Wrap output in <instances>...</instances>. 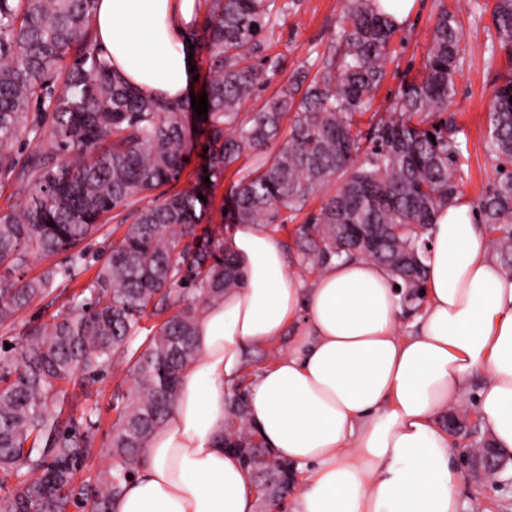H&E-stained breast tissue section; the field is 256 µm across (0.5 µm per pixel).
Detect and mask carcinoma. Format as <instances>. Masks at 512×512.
I'll list each match as a JSON object with an SVG mask.
<instances>
[{
  "instance_id": "obj_1",
  "label": "carcinoma",
  "mask_w": 512,
  "mask_h": 512,
  "mask_svg": "<svg viewBox=\"0 0 512 512\" xmlns=\"http://www.w3.org/2000/svg\"><path fill=\"white\" fill-rule=\"evenodd\" d=\"M94 2L0 0V184L17 197L0 213V512H109L178 403L198 353L200 305L243 283L220 230L201 226L197 191L130 210L179 180L191 133L183 105L144 97L112 71L91 27ZM287 10L276 0H209L192 37L209 60L213 176L268 149L289 118L277 152L237 180L228 216L280 232L320 194L319 210L296 229L303 267L369 258L390 271L401 301L420 302L432 216L464 180L458 130L446 115L466 53L456 15L437 16L422 78L401 87L391 111L374 113L364 136L356 117L371 108L395 33L372 0H343L338 40L321 67L294 74L259 111H242L264 83L265 33ZM492 24L511 64L512 0H495ZM510 98L512 73L489 108L487 149L499 171L478 214L512 273ZM126 212L132 223L67 310L23 321L30 305L85 269L83 244ZM63 252L64 263L20 275L31 256ZM148 314L158 322L138 352L131 338ZM112 363L129 366L134 380L116 397L109 444L127 467L80 480L96 409L62 416L60 384L78 374L94 380ZM228 407L223 448L239 456L259 499L286 497L295 465L266 448L243 385L231 389ZM446 426L476 444L485 438L457 414Z\"/></svg>"
}]
</instances>
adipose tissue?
Returning a JSON list of instances; mask_svg holds the SVG:
<instances>
[{"label":"adipose tissue","instance_id":"obj_1","mask_svg":"<svg viewBox=\"0 0 512 512\" xmlns=\"http://www.w3.org/2000/svg\"><path fill=\"white\" fill-rule=\"evenodd\" d=\"M201 11L200 0H95L97 44L141 95L177 104ZM224 247L244 284L200 314L180 402L110 512H254L249 476L220 443L227 394L246 348L293 324L292 349L248 385L267 448L308 469L293 512H458L455 450L439 418L465 405L475 373L486 379L478 411L497 447L512 450V275L473 207L457 199L436 210L424 308L408 332L375 261H332L306 285L267 227L233 225Z\"/></svg>","mask_w":512,"mask_h":512}]
</instances>
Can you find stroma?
<instances>
[{
	"instance_id": "35a3bbf8",
	"label": "stroma",
	"mask_w": 512,
	"mask_h": 512,
	"mask_svg": "<svg viewBox=\"0 0 512 512\" xmlns=\"http://www.w3.org/2000/svg\"><path fill=\"white\" fill-rule=\"evenodd\" d=\"M494 0H418L417 13L398 27L385 63L386 75L373 101L383 111L394 101L404 82L419 77L429 48L435 20L442 10L453 11L464 33L466 55L456 78V95L449 106L460 129L459 139L468 160L467 175L460 186L468 203L478 204L495 177V162L486 141L489 135L488 109L506 73V56L498 47L489 13ZM342 0H294L280 16L266 38L265 55L277 62L267 71L266 82L246 106L253 112L263 106L279 87L304 68L317 65L338 37ZM192 131L188 165L179 181L170 184L176 192L201 186L210 166L206 126L196 113H189ZM133 378L126 368L105 369L99 379L86 387L70 390L75 401L90 400L97 405V426L93 445L82 467L83 476L95 475L111 462L108 441L116 419L114 394L128 391ZM459 512H512V474H502L499 483L479 482L458 469Z\"/></svg>"
}]
</instances>
